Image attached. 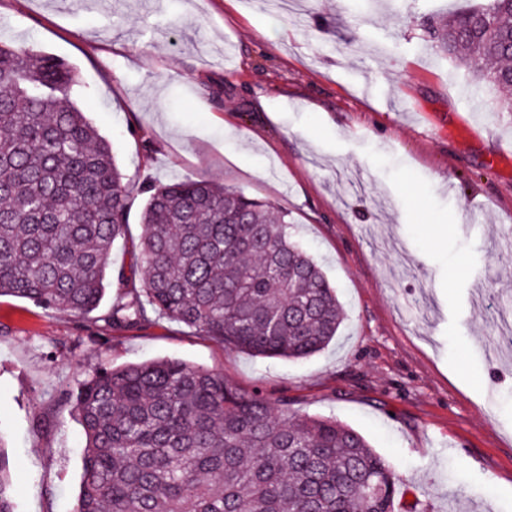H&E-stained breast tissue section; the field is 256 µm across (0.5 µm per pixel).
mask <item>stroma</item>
I'll return each instance as SVG.
<instances>
[{"label": "stroma", "instance_id": "35a3bbf8", "mask_svg": "<svg viewBox=\"0 0 512 512\" xmlns=\"http://www.w3.org/2000/svg\"><path fill=\"white\" fill-rule=\"evenodd\" d=\"M480 2L0 0V36L76 69L74 97L135 184L113 268L135 266L145 187L202 177L287 211L347 313L292 361L0 297L19 512H74L65 393L161 357L351 426L396 472L399 512H512V117L424 29Z\"/></svg>", "mask_w": 512, "mask_h": 512}]
</instances>
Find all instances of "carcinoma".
<instances>
[{
	"mask_svg": "<svg viewBox=\"0 0 512 512\" xmlns=\"http://www.w3.org/2000/svg\"><path fill=\"white\" fill-rule=\"evenodd\" d=\"M438 51L472 80L512 88V0L433 21ZM66 63L0 39V297L114 329L166 318L232 349L302 359L345 313L288 215L204 178L146 188L143 277L112 272L130 184L73 100ZM117 280L122 295L102 307ZM85 445L75 512H396L398 481L353 428L274 406L176 358L101 367L72 396ZM0 512H17L0 450Z\"/></svg>",
	"mask_w": 512,
	"mask_h": 512,
	"instance_id": "1",
	"label": "carcinoma"
}]
</instances>
